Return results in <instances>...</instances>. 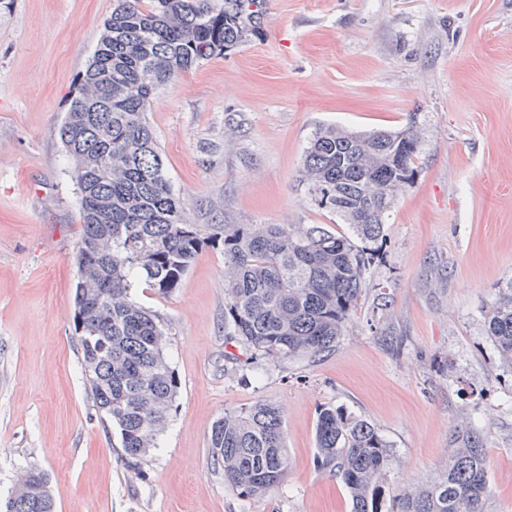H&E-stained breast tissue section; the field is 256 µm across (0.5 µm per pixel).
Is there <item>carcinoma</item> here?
Returning <instances> with one entry per match:
<instances>
[{
  "label": "carcinoma",
  "instance_id": "obj_1",
  "mask_svg": "<svg viewBox=\"0 0 512 512\" xmlns=\"http://www.w3.org/2000/svg\"><path fill=\"white\" fill-rule=\"evenodd\" d=\"M79 95L60 128L81 197L79 278L74 304L85 375L96 406L121 437V460L137 466L165 429L178 380L165 356L156 315L130 295L143 277L169 293L203 246L224 250V340L250 357L307 361L335 350L362 293L371 253L319 224H226L204 236L185 220L163 170L145 113L157 91L205 60L250 40L261 0H116ZM416 127L317 131L304 159L315 204L339 215L365 242L383 236L385 215L415 176ZM486 333L512 366V282L485 315ZM458 447L443 474L393 496L390 512H488L490 486L482 432L453 431ZM316 462L347 489L352 512H382L396 462L378 430L342 407L316 425ZM224 482L242 497L284 483L289 458L281 410L257 402L226 412L209 439ZM7 512H55L49 478L16 487Z\"/></svg>",
  "mask_w": 512,
  "mask_h": 512
}]
</instances>
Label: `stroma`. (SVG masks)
<instances>
[{
    "label": "stroma",
    "instance_id": "obj_1",
    "mask_svg": "<svg viewBox=\"0 0 512 512\" xmlns=\"http://www.w3.org/2000/svg\"><path fill=\"white\" fill-rule=\"evenodd\" d=\"M243 45L162 88L146 118L190 223L350 228L312 201L305 151L323 127L416 125L422 149L375 242L335 351L313 362L224 360V253L178 288L131 297L167 334L179 379L139 467L91 394L73 294L80 194L59 129L114 0H0V499L30 468L55 512H350L316 461L318 413L372 424L391 493L436 479L453 430L480 429L491 512H512V366L484 314L512 280V0H262ZM258 401L283 412L291 468L243 498L209 453L213 423Z\"/></svg>",
    "mask_w": 512,
    "mask_h": 512
}]
</instances>
